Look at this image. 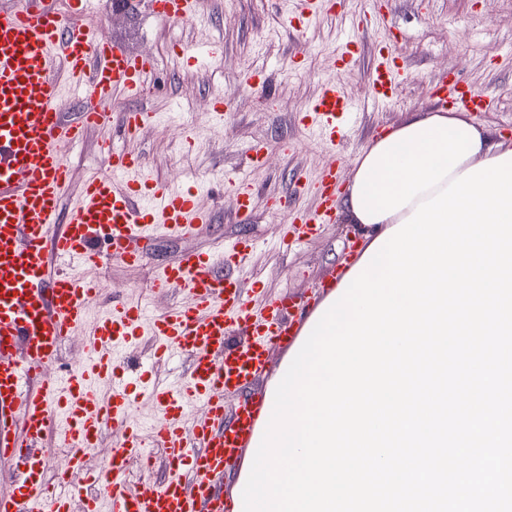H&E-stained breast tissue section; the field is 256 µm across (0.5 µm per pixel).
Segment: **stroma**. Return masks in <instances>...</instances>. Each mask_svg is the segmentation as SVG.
<instances>
[{
	"mask_svg": "<svg viewBox=\"0 0 512 512\" xmlns=\"http://www.w3.org/2000/svg\"><path fill=\"white\" fill-rule=\"evenodd\" d=\"M327 15H317L296 31L283 0H196L197 17L190 23L160 21L145 0H109L102 36L131 54L152 57L154 78L146 93L129 100L115 95L117 108L151 113V121L136 134L115 127L88 130L68 148L70 183L60 214L68 216L88 177L105 172L100 151L103 139L130 147L146 160L164 183L193 188L213 221L192 237L159 236L146 262L130 266L113 259L104 273L105 298L92 302L98 316L108 300L137 302L157 267L183 252L213 250L220 241L251 239L255 249L241 275L255 303L286 292L309 296L333 271L356 257L364 240L356 225L335 218L288 252L276 241L291 214L316 209L311 182L327 166H335L339 186H346L357 154L377 135L435 111L431 86L449 76L475 89L495 91V110L475 115L474 123L512 139V0H335ZM221 40L216 62L179 67L171 58L173 45L197 47ZM355 42L359 56L344 73H336L334 55ZM399 57L407 80L386 101L369 103L372 64L381 46ZM266 70L264 87L253 88L247 73ZM341 76L345 93L357 104L356 123L335 145L313 134L298 120L303 107L333 76ZM226 103L223 120L210 106L215 94ZM189 110L187 121L193 147L173 144L166 134L176 104ZM265 144V161L252 166L245 150ZM234 172L253 187L251 211L235 213L233 189L214 181L217 171ZM261 288H253L254 279Z\"/></svg>",
	"mask_w": 512,
	"mask_h": 512,
	"instance_id": "obj_1",
	"label": "stroma"
}]
</instances>
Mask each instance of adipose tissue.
Segmentation results:
<instances>
[{"instance_id":"1","label":"adipose tissue","mask_w":512,"mask_h":512,"mask_svg":"<svg viewBox=\"0 0 512 512\" xmlns=\"http://www.w3.org/2000/svg\"><path fill=\"white\" fill-rule=\"evenodd\" d=\"M511 151L512 141L465 113H419L360 151L340 210L349 223L365 227L367 242H376L456 176Z\"/></svg>"}]
</instances>
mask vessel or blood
<instances>
[{
	"instance_id": "vessel-or-blood-1",
	"label": "vessel or blood",
	"mask_w": 512,
	"mask_h": 512,
	"mask_svg": "<svg viewBox=\"0 0 512 512\" xmlns=\"http://www.w3.org/2000/svg\"><path fill=\"white\" fill-rule=\"evenodd\" d=\"M63 12L49 0H25L19 8H0V460L14 464L9 493L0 495V512H235L225 495L227 471L245 453H256L266 423L269 395L261 387L271 347L302 345L316 311H299L289 296L250 306L239 278L221 266L240 268L253 249L241 239L211 252H184L156 269L151 288L161 294L185 293L187 304L156 315L142 303H112L97 318L89 306L100 290L88 270L106 254L138 266L157 231L186 236L211 223L196 194L151 175L141 154L101 144L109 172L86 180L66 224H59L61 200L70 181L67 148L86 130L124 126L135 132L149 113L117 109L114 91L140 98L154 71L147 56L133 55L100 38L103 0H72ZM165 22L191 21L195 0H150ZM62 66L82 100L78 122L64 118L68 101L52 71ZM404 76L394 56H379L371 97H392ZM439 106L488 112L496 100L454 80L433 88ZM353 104L338 80L322 84L302 111V120L328 143L336 123ZM233 186L237 210L247 214L252 188L243 178L222 174ZM321 203L312 214L291 217L294 235L331 223L336 207V175L317 181ZM108 243L109 253L97 250ZM88 326L87 359L62 374L50 373L63 341ZM153 347L148 365L189 359L187 379L158 383L153 374L129 375L120 356L142 336ZM111 385L108 399L95 386ZM239 397L226 407L227 394ZM152 397L161 421L151 436L133 422L139 396ZM203 409V419L193 416ZM121 429L103 467L90 469L95 448L108 428ZM65 449L64 469L55 478L47 462ZM162 453L168 473L139 487L131 481L132 462Z\"/></svg>"
}]
</instances>
